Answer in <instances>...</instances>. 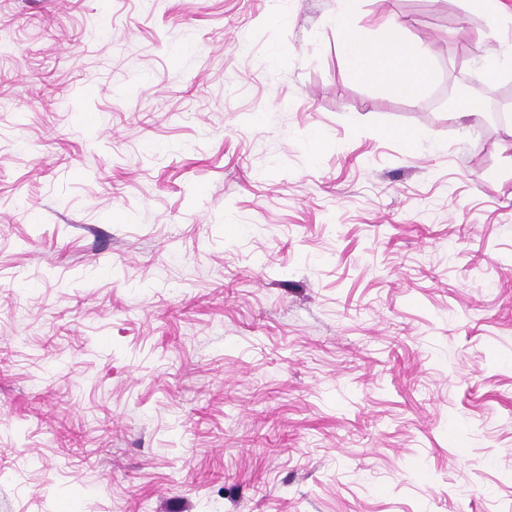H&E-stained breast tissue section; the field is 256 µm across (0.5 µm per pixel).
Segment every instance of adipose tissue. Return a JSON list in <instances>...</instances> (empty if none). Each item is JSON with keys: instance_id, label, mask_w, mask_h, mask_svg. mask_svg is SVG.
Here are the masks:
<instances>
[{"instance_id": "obj_1", "label": "adipose tissue", "mask_w": 512, "mask_h": 512, "mask_svg": "<svg viewBox=\"0 0 512 512\" xmlns=\"http://www.w3.org/2000/svg\"><path fill=\"white\" fill-rule=\"evenodd\" d=\"M338 2L333 22L351 79L378 84L393 96L417 99L433 74L428 52L419 47L406 48L396 36L370 39L351 32L348 22L353 15L354 0Z\"/></svg>"}]
</instances>
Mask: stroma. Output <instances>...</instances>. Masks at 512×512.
I'll return each instance as SVG.
<instances>
[{"instance_id": "1", "label": "stroma", "mask_w": 512, "mask_h": 512, "mask_svg": "<svg viewBox=\"0 0 512 512\" xmlns=\"http://www.w3.org/2000/svg\"><path fill=\"white\" fill-rule=\"evenodd\" d=\"M383 11L0 0V512H512V0ZM338 2L332 21L340 35L339 45L351 79L376 83L390 95L416 100L433 74L428 52L420 47L406 48L397 36L369 39L351 32L348 22L355 1Z\"/></svg>"}]
</instances>
